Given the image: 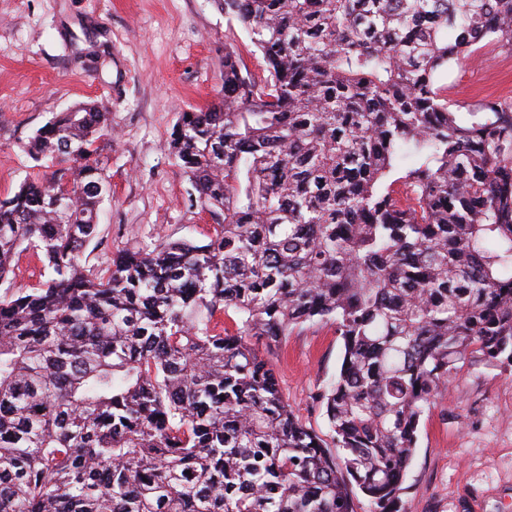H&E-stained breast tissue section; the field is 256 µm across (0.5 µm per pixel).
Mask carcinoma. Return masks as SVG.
<instances>
[{
    "instance_id": "carcinoma-1",
    "label": "carcinoma",
    "mask_w": 512,
    "mask_h": 512,
    "mask_svg": "<svg viewBox=\"0 0 512 512\" xmlns=\"http://www.w3.org/2000/svg\"><path fill=\"white\" fill-rule=\"evenodd\" d=\"M224 93L170 149L205 244L88 267L111 187L94 102L21 148L48 177L0 198V512H401L420 421L457 363L512 362V104L466 119L448 63L512 46V0H221ZM233 311L230 327L216 314ZM329 323L339 370L303 424L270 360ZM46 278L47 272L42 262L31 249L24 250L15 258L13 278L0 284V295L10 294L21 288L36 287Z\"/></svg>"
}]
</instances>
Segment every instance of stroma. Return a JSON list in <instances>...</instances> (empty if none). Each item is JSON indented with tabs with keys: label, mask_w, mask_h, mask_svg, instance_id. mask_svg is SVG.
<instances>
[{
	"label": "stroma",
	"mask_w": 512,
	"mask_h": 512,
	"mask_svg": "<svg viewBox=\"0 0 512 512\" xmlns=\"http://www.w3.org/2000/svg\"><path fill=\"white\" fill-rule=\"evenodd\" d=\"M259 71L247 33L215 0H0V197L42 169L19 149L73 105L112 112L100 160L111 183L83 259L106 266L119 250L207 241L213 222L170 153L179 112L216 101L224 47ZM452 111L512 102V47L476 53L438 75ZM332 325L297 329L268 357L299 419L326 432L315 400L340 365ZM405 512H512V365L460 361L420 423Z\"/></svg>",
	"instance_id": "obj_1"
}]
</instances>
